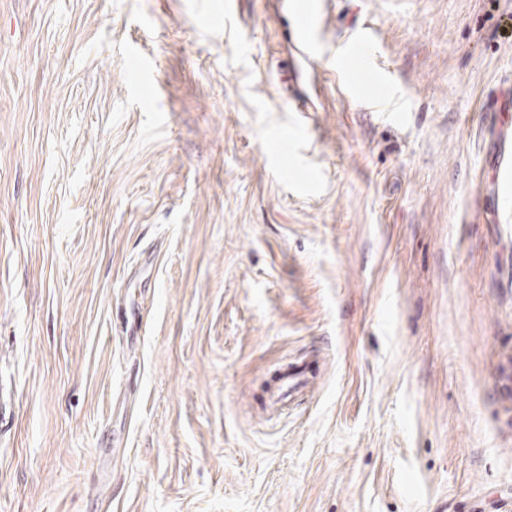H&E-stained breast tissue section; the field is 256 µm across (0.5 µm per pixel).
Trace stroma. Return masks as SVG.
I'll use <instances>...</instances> for the list:
<instances>
[{
  "label": "stroma",
  "instance_id": "1",
  "mask_svg": "<svg viewBox=\"0 0 512 512\" xmlns=\"http://www.w3.org/2000/svg\"><path fill=\"white\" fill-rule=\"evenodd\" d=\"M208 2L0 0V512H512V0ZM268 1L287 15L290 12L292 34L307 58L332 57L344 98L354 101L366 91L363 105L376 112H394L393 72L377 52L371 26L364 25L352 40L336 47L327 33V0Z\"/></svg>",
  "mask_w": 512,
  "mask_h": 512
}]
</instances>
